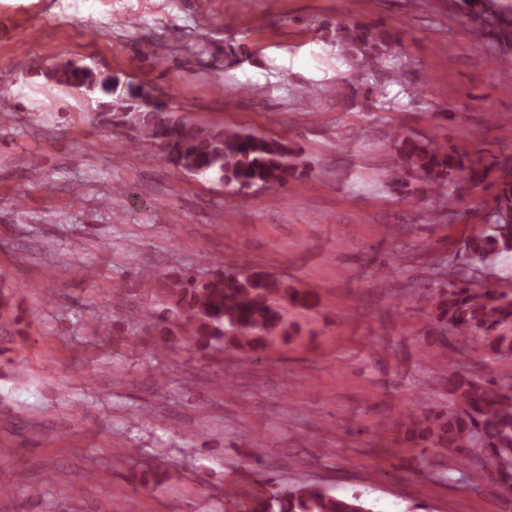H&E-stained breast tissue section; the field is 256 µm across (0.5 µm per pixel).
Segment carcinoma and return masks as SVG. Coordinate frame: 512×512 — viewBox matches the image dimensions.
I'll list each match as a JSON object with an SVG mask.
<instances>
[{
	"label": "carcinoma",
	"instance_id": "cac0c4a2",
	"mask_svg": "<svg viewBox=\"0 0 512 512\" xmlns=\"http://www.w3.org/2000/svg\"><path fill=\"white\" fill-rule=\"evenodd\" d=\"M477 8L465 16L479 45L512 44V9L486 8L484 0H463ZM340 55L362 72L379 67L387 37L359 23H340L329 30ZM48 80L81 93L98 96L92 122L133 131L129 147L162 145L160 157L192 176H215L235 189L281 187L294 180L298 155L271 136L199 124L169 110L164 100L145 106L153 92L129 83L118 91L120 79L101 76L90 68L57 64ZM389 155V179L398 194L410 200L433 197L454 215L464 197L455 185L492 190V205L484 228L458 241L459 250L477 269L494 274L491 282L459 279L432 296V324L443 347L466 349L481 358L512 359V277L496 274L512 259V152L478 149L460 152L446 142L430 143L400 129ZM308 294L282 287L261 274L218 269L199 279L190 272L165 279L163 301L137 315L140 326L159 337L162 350L180 345L204 351L224 349L231 341L250 359L279 337L288 336L285 306L306 304ZM12 291L0 288V335L12 333ZM436 372L448 383L449 409L412 414L405 433L423 445L451 454L460 469L471 468L498 477L495 492L512 494V388L494 380L464 374L440 358ZM226 512H372L359 492L334 494L315 484L268 486L253 493L225 494Z\"/></svg>",
	"mask_w": 512,
	"mask_h": 512
}]
</instances>
